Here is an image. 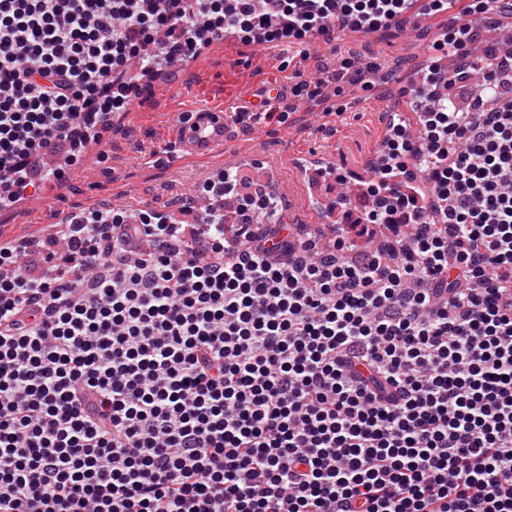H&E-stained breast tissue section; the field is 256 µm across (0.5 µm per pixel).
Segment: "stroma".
I'll return each mask as SVG.
<instances>
[{"instance_id": "1", "label": "stroma", "mask_w": 512, "mask_h": 512, "mask_svg": "<svg viewBox=\"0 0 512 512\" xmlns=\"http://www.w3.org/2000/svg\"><path fill=\"white\" fill-rule=\"evenodd\" d=\"M433 53L427 35L406 39L386 31L354 32L334 47L308 42L264 60L241 40L220 38L189 62V69L199 74L194 88L176 86L133 101L111 134L94 147L91 161L73 165L71 179L60 185L55 205L88 210L104 207L116 196L133 202L147 191L165 199L187 191L207 163L182 157L173 147L172 131L177 116L187 113L194 101L239 102L272 78L289 88L302 81L311 84L318 63L336 66L353 55L361 66L394 70L393 84L376 82L367 89L327 85L320 103L296 98L297 108L284 123L247 119L235 124L233 148L274 163L284 185L292 179L288 158L297 150L327 154L343 170L358 171L382 142L380 113L389 89L413 84L411 61Z\"/></svg>"}]
</instances>
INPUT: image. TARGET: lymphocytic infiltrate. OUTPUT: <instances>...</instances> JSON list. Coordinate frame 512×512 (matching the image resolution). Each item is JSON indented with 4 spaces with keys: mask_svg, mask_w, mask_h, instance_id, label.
I'll list each match as a JSON object with an SVG mask.
<instances>
[{
    "mask_svg": "<svg viewBox=\"0 0 512 512\" xmlns=\"http://www.w3.org/2000/svg\"><path fill=\"white\" fill-rule=\"evenodd\" d=\"M416 0H0V186L76 163L154 77L238 33L272 45L394 29ZM472 0L388 127L368 211L331 246L262 223L93 212L25 275L0 240V512H512V57L484 68Z\"/></svg>",
    "mask_w": 512,
    "mask_h": 512,
    "instance_id": "obj_1",
    "label": "lymphocytic infiltrate"
}]
</instances>
